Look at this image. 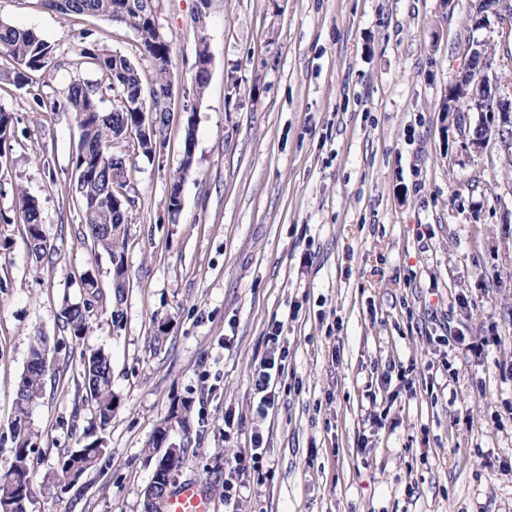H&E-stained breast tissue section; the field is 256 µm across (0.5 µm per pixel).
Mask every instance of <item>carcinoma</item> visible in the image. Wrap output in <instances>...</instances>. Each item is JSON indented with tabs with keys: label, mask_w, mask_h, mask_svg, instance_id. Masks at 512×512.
Instances as JSON below:
<instances>
[{
	"label": "carcinoma",
	"mask_w": 512,
	"mask_h": 512,
	"mask_svg": "<svg viewBox=\"0 0 512 512\" xmlns=\"http://www.w3.org/2000/svg\"><path fill=\"white\" fill-rule=\"evenodd\" d=\"M44 5L62 18L71 16L101 17L131 28L140 41L142 54L150 62L151 76L144 82L141 71L128 57L113 52L81 34L79 55L90 60L101 73L102 80L94 82L75 79L61 94L50 100L33 96L35 111L71 112L76 115L80 130L72 174L77 192L73 204L78 209L85 237L92 248L106 254L112 265L114 309L112 318L121 315L119 306L126 289L130 287L125 266L128 215L135 199L128 194L129 175L126 158L112 154V142L131 140L137 151L151 155L167 124L157 126L154 132H143L142 113L149 105H158L169 111L168 102L174 94L171 81L172 43L158 21L159 0H43ZM0 54L10 56L17 68L10 77L12 85L22 88L31 82L30 73L39 72L51 78L58 67L55 49L29 28L18 27L0 20ZM113 97L116 104L106 111L102 103ZM13 115L0 109V159L5 157V146L13 136ZM193 160L181 163L180 170L170 180L168 207L176 213L181 208L180 190L183 170ZM19 223L26 227L29 253L37 262L51 250L43 230L42 211L36 198L23 192L18 194ZM86 300L68 304L63 310L64 327L75 339L90 332V312L101 298V290L94 276L83 279ZM46 350L36 345L16 384L15 415L11 422L13 447L11 464L0 474V512H27L35 479L32 455L35 453L29 421L30 409L42 398L49 371L41 363ZM83 404L93 412L100 434L79 448H72L60 456L50 483L56 493L74 488L83 475L106 463L105 433L112 422L116 396L112 391V359L102 349L82 354ZM191 405L182 402L171 416L155 429L151 453L157 454L154 473L170 478L178 476L186 461L187 449L168 452L161 450L169 428L179 424L190 431Z\"/></svg>",
	"instance_id": "1"
}]
</instances>
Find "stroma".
Masks as SVG:
<instances>
[{
	"instance_id": "1",
	"label": "stroma",
	"mask_w": 512,
	"mask_h": 512,
	"mask_svg": "<svg viewBox=\"0 0 512 512\" xmlns=\"http://www.w3.org/2000/svg\"><path fill=\"white\" fill-rule=\"evenodd\" d=\"M474 0H210L209 82L193 118L198 0H162L172 40L171 117L155 155L127 158L137 203L127 224L130 288L120 320L94 305L92 332L72 339L65 305L92 273L111 292V263L83 238L72 156L74 114L33 111L77 78L98 80L76 55L82 32L150 66L136 34L101 18L63 20L40 0H0V19L32 28L60 67L18 89L0 56V107L15 136L0 163V212L15 191L37 198L53 252L32 260L23 224L0 223V472L12 446L16 380L36 341L54 368L33 407L28 512H143L148 446L173 403L192 408L178 482L193 481L224 512H512V164L496 140L477 153L455 139L440 106L470 39L496 50L499 93L512 98V25L473 28ZM235 74L238 93L227 89ZM194 121V157L178 213L171 175ZM477 304L469 317L460 299ZM285 323L288 366L278 403L252 420L249 379L272 319ZM500 336L488 359L442 344L449 325ZM112 356L119 402L105 433L109 462L63 498L41 479L84 444L80 356ZM409 370L414 395L385 383ZM239 423L225 430V413ZM385 414L383 424L374 415ZM266 442L237 467L252 427Z\"/></svg>"
}]
</instances>
